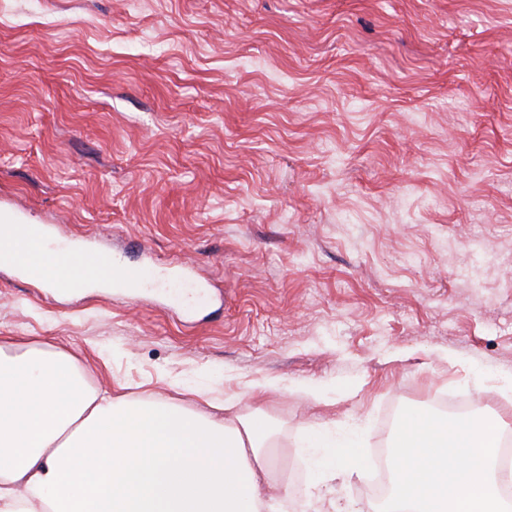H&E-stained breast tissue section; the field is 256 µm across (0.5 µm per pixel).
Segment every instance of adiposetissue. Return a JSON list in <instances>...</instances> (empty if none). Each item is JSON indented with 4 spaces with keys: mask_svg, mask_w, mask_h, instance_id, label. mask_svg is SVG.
<instances>
[{
    "mask_svg": "<svg viewBox=\"0 0 512 512\" xmlns=\"http://www.w3.org/2000/svg\"><path fill=\"white\" fill-rule=\"evenodd\" d=\"M50 242L25 259L52 288L91 283ZM262 414L189 411L88 386L69 353L0 339V512H286L266 496Z\"/></svg>",
    "mask_w": 512,
    "mask_h": 512,
    "instance_id": "obj_1",
    "label": "adipose tissue"
}]
</instances>
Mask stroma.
I'll return each mask as SVG.
<instances>
[{
	"label": "stroma",
	"mask_w": 512,
	"mask_h": 512,
	"mask_svg": "<svg viewBox=\"0 0 512 512\" xmlns=\"http://www.w3.org/2000/svg\"><path fill=\"white\" fill-rule=\"evenodd\" d=\"M3 214L206 308L0 266V336L133 398L240 395L268 495L380 512L383 408L512 425V0H0ZM346 430L364 465L315 466Z\"/></svg>",
	"instance_id": "obj_1"
}]
</instances>
